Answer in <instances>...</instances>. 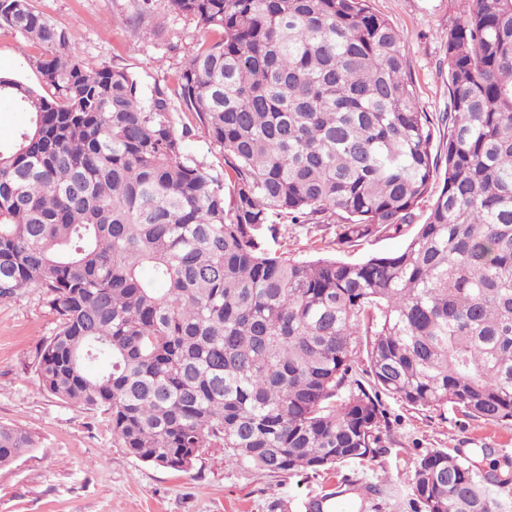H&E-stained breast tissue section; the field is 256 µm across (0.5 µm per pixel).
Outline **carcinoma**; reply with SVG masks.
Returning <instances> with one entry per match:
<instances>
[{
  "label": "carcinoma",
  "mask_w": 512,
  "mask_h": 512,
  "mask_svg": "<svg viewBox=\"0 0 512 512\" xmlns=\"http://www.w3.org/2000/svg\"><path fill=\"white\" fill-rule=\"evenodd\" d=\"M168 3L219 34L178 84L222 180L186 157L163 91L0 0V27L51 48L41 90L0 74L28 117L0 141V299L33 288L56 316L39 386L173 470L203 448L276 475L372 458L381 393L512 420V0H457L436 117L369 0ZM289 224H334L339 247L415 229L349 262L288 256ZM363 341L370 392L346 389ZM34 447L0 423V467ZM408 486L414 512H512V460L483 473L434 449Z\"/></svg>",
  "instance_id": "carcinoma-1"
}]
</instances>
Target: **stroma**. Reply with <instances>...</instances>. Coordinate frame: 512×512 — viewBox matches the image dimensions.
<instances>
[{
  "mask_svg": "<svg viewBox=\"0 0 512 512\" xmlns=\"http://www.w3.org/2000/svg\"><path fill=\"white\" fill-rule=\"evenodd\" d=\"M33 9L63 30L86 62L134 75L144 96L177 93L188 53L202 38L195 23L155 0L167 29L155 37L151 24L134 28L138 0H30ZM375 11L405 36L408 70L426 112L448 109L443 43L458 16L456 0H371ZM46 47L0 28V72L39 86L37 63ZM176 123L190 128L186 154L215 175L224 157L191 112L176 108ZM411 228L380 233L339 257L355 261L400 250ZM54 315L37 291L24 288L0 300V422L29 431L36 446L0 467V512H306L324 492L341 488L351 512H413L407 476L427 451L460 453L476 470L491 459L512 458V421L486 423L450 410L411 408L382 395L381 451L375 457L309 475H271L225 463L220 448L202 449L192 468L175 471L132 457L107 429L104 416L67 405L41 389L34 357L51 335ZM379 492L369 497L368 485Z\"/></svg>",
  "mask_w": 512,
  "mask_h": 512,
  "instance_id": "35a3bbf8",
  "label": "stroma"
}]
</instances>
